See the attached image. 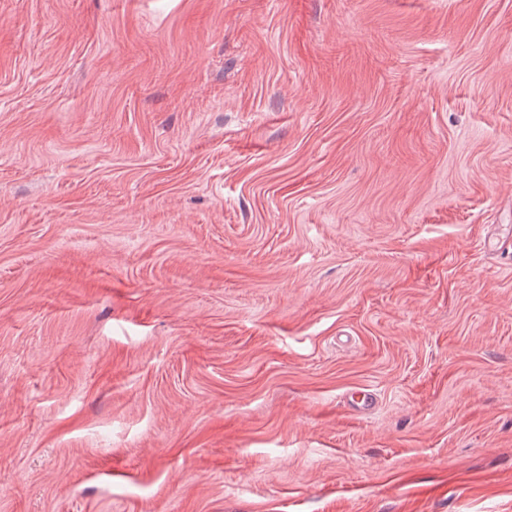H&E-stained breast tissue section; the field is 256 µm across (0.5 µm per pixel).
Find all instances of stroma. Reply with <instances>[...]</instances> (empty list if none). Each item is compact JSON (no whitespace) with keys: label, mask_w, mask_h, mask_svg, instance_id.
<instances>
[{"label":"stroma","mask_w":512,"mask_h":512,"mask_svg":"<svg viewBox=\"0 0 512 512\" xmlns=\"http://www.w3.org/2000/svg\"><path fill=\"white\" fill-rule=\"evenodd\" d=\"M511 225L512 0H0V512H512Z\"/></svg>","instance_id":"stroma-1"}]
</instances>
